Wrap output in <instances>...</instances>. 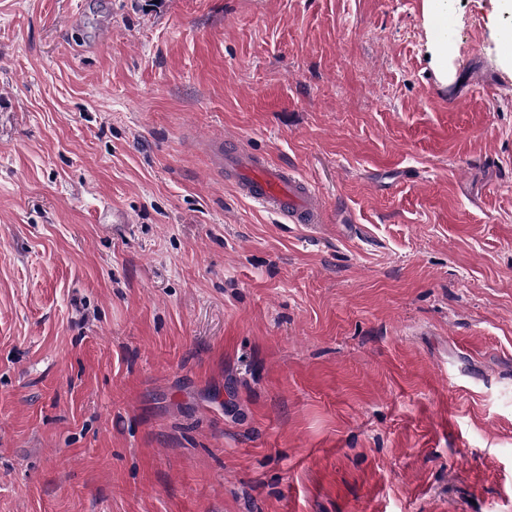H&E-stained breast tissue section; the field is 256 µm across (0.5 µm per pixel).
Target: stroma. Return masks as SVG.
I'll return each instance as SVG.
<instances>
[{"mask_svg": "<svg viewBox=\"0 0 512 512\" xmlns=\"http://www.w3.org/2000/svg\"><path fill=\"white\" fill-rule=\"evenodd\" d=\"M510 33L0 0V512H512ZM227 136L324 223L238 197Z\"/></svg>", "mask_w": 512, "mask_h": 512, "instance_id": "obj_1", "label": "stroma"}]
</instances>
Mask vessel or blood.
<instances>
[{
    "mask_svg": "<svg viewBox=\"0 0 512 512\" xmlns=\"http://www.w3.org/2000/svg\"><path fill=\"white\" fill-rule=\"evenodd\" d=\"M218 166L224 172L226 184L265 211L309 227L323 223L322 196L303 187L299 177L288 168L253 155L229 137L219 152Z\"/></svg>",
    "mask_w": 512,
    "mask_h": 512,
    "instance_id": "vessel-or-blood-1",
    "label": "vessel or blood"
}]
</instances>
